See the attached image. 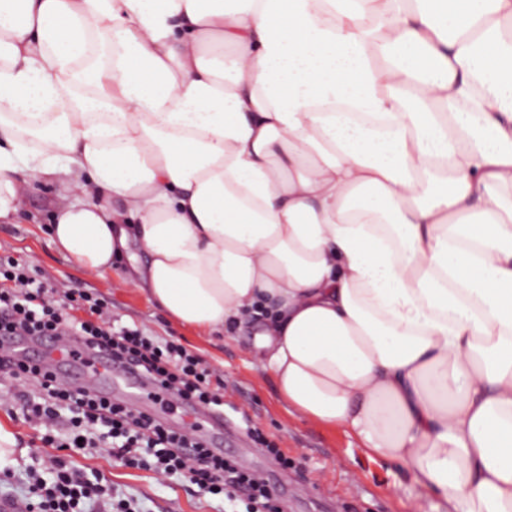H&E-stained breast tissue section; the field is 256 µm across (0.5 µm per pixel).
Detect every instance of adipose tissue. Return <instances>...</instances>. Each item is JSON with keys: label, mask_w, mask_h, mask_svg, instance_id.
<instances>
[{"label": "adipose tissue", "mask_w": 512, "mask_h": 512, "mask_svg": "<svg viewBox=\"0 0 512 512\" xmlns=\"http://www.w3.org/2000/svg\"><path fill=\"white\" fill-rule=\"evenodd\" d=\"M34 181L67 260L512 512V0H0V223Z\"/></svg>", "instance_id": "adipose-tissue-1"}]
</instances>
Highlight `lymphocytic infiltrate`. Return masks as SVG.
<instances>
[{
    "mask_svg": "<svg viewBox=\"0 0 512 512\" xmlns=\"http://www.w3.org/2000/svg\"><path fill=\"white\" fill-rule=\"evenodd\" d=\"M0 336H75L83 352L105 350L129 362L154 384L159 396L178 393L206 411L224 408V384L203 360L181 344L147 335L138 326H113L112 314L96 294L50 288L28 267L0 261ZM0 372L17 387L25 420L42 428L51 448L46 465L29 468L24 512H137L133 499H115L105 477H88L70 453L105 447L124 465L152 471L157 481L177 478L202 496L224 497L229 512H282L278 497L258 474L214 454L203 439L168 429L151 414L124 405L93 389L77 388L57 372L0 350ZM69 411L65 435L53 432L60 411Z\"/></svg>",
    "mask_w": 512,
    "mask_h": 512,
    "instance_id": "lymphocytic-infiltrate-1",
    "label": "lymphocytic infiltrate"
}]
</instances>
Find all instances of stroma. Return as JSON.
<instances>
[{"label":"stroma","mask_w":512,"mask_h":512,"mask_svg":"<svg viewBox=\"0 0 512 512\" xmlns=\"http://www.w3.org/2000/svg\"><path fill=\"white\" fill-rule=\"evenodd\" d=\"M54 197L50 184H30L21 218L0 224V258L26 263L53 287L103 296L120 324L176 341L223 374L229 403L224 411V451L244 468L267 476L285 512H448L447 503L421 491L405 467L369 457L340 430L291 415L274 380L261 369L251 338L212 336L170 323L144 292L126 287L116 277L90 275L63 258L45 232ZM246 414L280 444L288 465H281L254 442L242 421ZM0 422L10 425L27 447L26 456L14 466L12 483L0 485V495L19 498L24 494L26 465L46 450L35 442V432L21 414L9 406L0 405ZM76 463L111 479L113 488L137 500L143 512H224L221 499L198 497L193 488L178 481L159 484L151 472L122 466L102 449L92 457H77Z\"/></svg>","instance_id":"35a3bbf8"}]
</instances>
